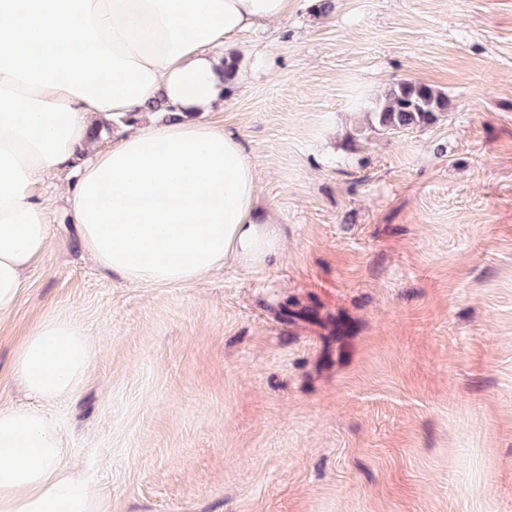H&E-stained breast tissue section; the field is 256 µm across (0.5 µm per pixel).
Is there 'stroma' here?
<instances>
[{"label": "stroma", "instance_id": "stroma-1", "mask_svg": "<svg viewBox=\"0 0 512 512\" xmlns=\"http://www.w3.org/2000/svg\"><path fill=\"white\" fill-rule=\"evenodd\" d=\"M291 0L226 52L203 121L238 133L283 239L191 284H132L51 244L0 321V405L50 316L96 356L49 404L64 465L111 512H512V0ZM448 112L388 132L393 83Z\"/></svg>", "mask_w": 512, "mask_h": 512}]
</instances>
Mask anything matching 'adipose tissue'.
I'll use <instances>...</instances> for the list:
<instances>
[{
    "mask_svg": "<svg viewBox=\"0 0 512 512\" xmlns=\"http://www.w3.org/2000/svg\"><path fill=\"white\" fill-rule=\"evenodd\" d=\"M290 0H0V320L47 252L40 190L77 155L64 191L92 261L130 283L189 284L228 261L262 265L282 250L259 207V176L240 138L200 121L224 105V46L288 15ZM163 101L148 113L146 103ZM142 114L117 146L94 150L93 124ZM95 352L74 320L39 322L13 374L33 397L81 385ZM55 422L0 407V512H108L101 490L61 463Z\"/></svg>",
    "mask_w": 512,
    "mask_h": 512,
    "instance_id": "adipose-tissue-1",
    "label": "adipose tissue"
}]
</instances>
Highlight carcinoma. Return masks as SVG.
Segmentation results:
<instances>
[{"instance_id":"1","label":"carcinoma","mask_w":512,"mask_h":512,"mask_svg":"<svg viewBox=\"0 0 512 512\" xmlns=\"http://www.w3.org/2000/svg\"><path fill=\"white\" fill-rule=\"evenodd\" d=\"M448 107L447 94L420 82L403 81L376 99L369 112L382 129L400 131L430 125Z\"/></svg>"}]
</instances>
